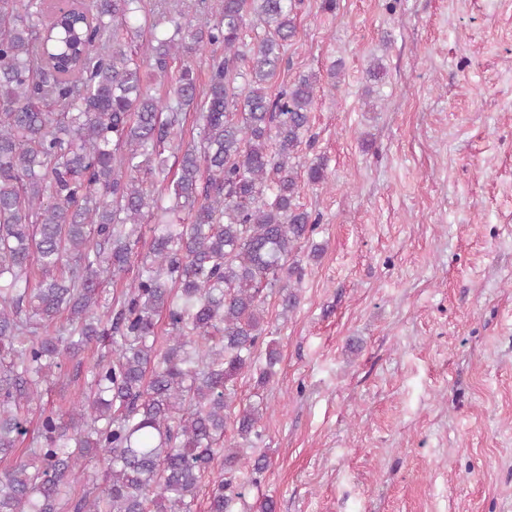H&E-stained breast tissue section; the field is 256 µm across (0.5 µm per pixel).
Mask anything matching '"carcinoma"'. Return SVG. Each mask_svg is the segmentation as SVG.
<instances>
[{
    "mask_svg": "<svg viewBox=\"0 0 512 512\" xmlns=\"http://www.w3.org/2000/svg\"><path fill=\"white\" fill-rule=\"evenodd\" d=\"M139 2L0 0V512H195L205 484L207 512H236L244 483L269 467L263 452L237 475L243 449L224 447V430L252 450L262 441V412L237 407V379L276 375L264 305L275 294L282 314L297 306L299 250L320 228L297 203L296 163L317 77L271 92L294 0H222L197 24L172 0L143 53L129 42ZM250 13L264 33L248 44ZM215 45L224 56H211L201 94L186 55ZM145 73L175 78L173 96L149 94ZM190 106L198 140L184 147ZM170 148L177 177L161 192ZM306 175L325 182L324 161ZM149 216L148 250L107 305V328L104 284L129 270ZM100 342L88 391L47 407L63 361ZM32 415L38 432L20 454ZM90 459L103 488L67 496Z\"/></svg>",
    "mask_w": 512,
    "mask_h": 512,
    "instance_id": "carcinoma-1",
    "label": "carcinoma"
}]
</instances>
